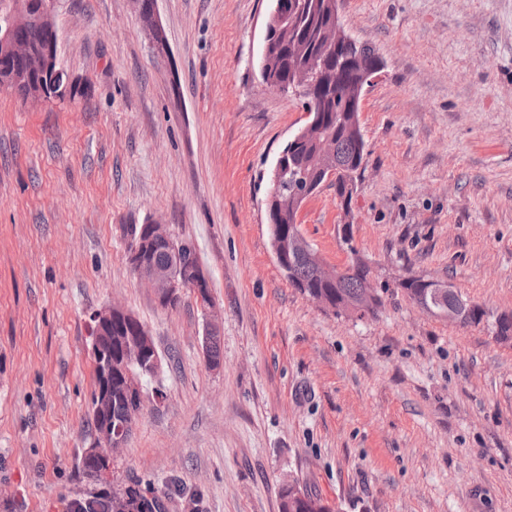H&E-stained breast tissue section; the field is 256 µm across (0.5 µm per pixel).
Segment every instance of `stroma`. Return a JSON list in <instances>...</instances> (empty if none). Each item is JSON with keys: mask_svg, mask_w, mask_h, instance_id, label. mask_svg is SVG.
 Here are the masks:
<instances>
[{"mask_svg": "<svg viewBox=\"0 0 512 512\" xmlns=\"http://www.w3.org/2000/svg\"><path fill=\"white\" fill-rule=\"evenodd\" d=\"M271 0H57L58 58L88 92L0 89V512H65L95 441V310L132 312L162 369L112 483L167 512H279L296 479L340 512H512V345L418 310L447 283L512 312V0H339L384 61L360 101L350 206L322 186L297 215L331 267L361 260L383 305L317 306L279 267L269 169L306 121L262 83ZM190 241L223 314L204 360L193 291L161 308L127 263L129 224Z\"/></svg>", "mask_w": 512, "mask_h": 512, "instance_id": "1", "label": "stroma"}]
</instances>
